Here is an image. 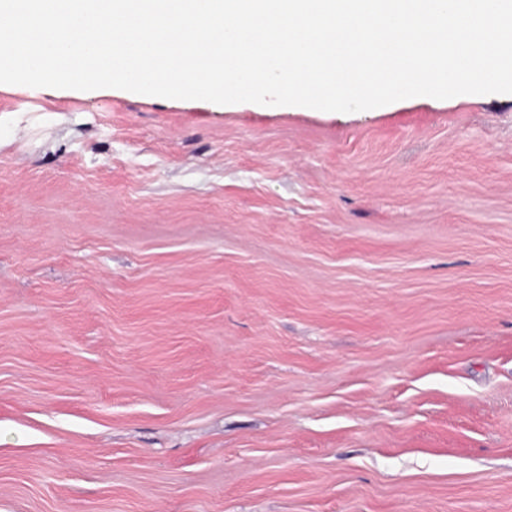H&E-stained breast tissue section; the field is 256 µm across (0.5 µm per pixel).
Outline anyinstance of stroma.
Returning a JSON list of instances; mask_svg holds the SVG:
<instances>
[{
    "label": "stroma",
    "instance_id": "35a3bbf8",
    "mask_svg": "<svg viewBox=\"0 0 512 512\" xmlns=\"http://www.w3.org/2000/svg\"><path fill=\"white\" fill-rule=\"evenodd\" d=\"M0 512H512V95L0 84Z\"/></svg>",
    "mask_w": 512,
    "mask_h": 512
}]
</instances>
